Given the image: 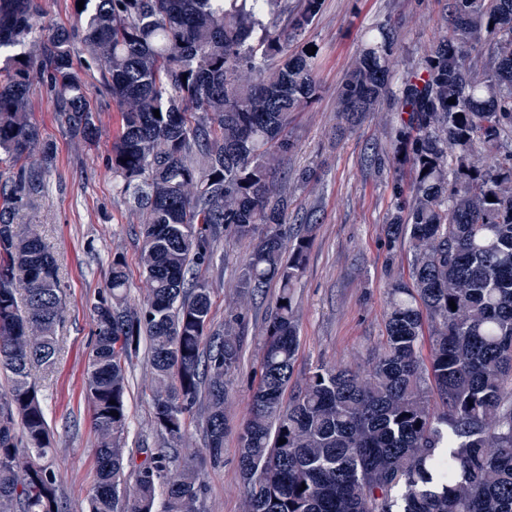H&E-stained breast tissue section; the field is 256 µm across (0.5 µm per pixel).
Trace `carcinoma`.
I'll return each mask as SVG.
<instances>
[{
    "label": "carcinoma",
    "mask_w": 512,
    "mask_h": 512,
    "mask_svg": "<svg viewBox=\"0 0 512 512\" xmlns=\"http://www.w3.org/2000/svg\"><path fill=\"white\" fill-rule=\"evenodd\" d=\"M320 7L304 0L281 26L288 0H84L76 24L44 36L41 0H0V512L67 509L33 374L57 359L65 292L55 255L19 218L55 159L31 118L33 89L92 145L93 68L121 112L112 187L143 210L147 292L131 299L116 257L91 304L88 512H204L203 468L223 463L226 377L248 325L238 304L214 326L200 274L225 232L248 243L242 295L278 288L238 437L245 512H512V0H449L450 32L395 87L393 28L362 43L337 109L353 123L396 106L395 152L414 181L408 193L395 186L386 241L390 252L408 241L414 260L391 284L386 336L367 365H318L286 400L311 227L288 238L275 173L293 149L282 136L292 113L316 95L317 55L301 37ZM144 340L168 446L133 453L127 369ZM203 399L207 457L185 460L177 445Z\"/></svg>",
    "instance_id": "cac0c4a2"
}]
</instances>
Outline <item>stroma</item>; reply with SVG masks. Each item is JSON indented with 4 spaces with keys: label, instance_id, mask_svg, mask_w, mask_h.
Returning <instances> with one entry per match:
<instances>
[{
    "label": "stroma",
    "instance_id": "35a3bbf8",
    "mask_svg": "<svg viewBox=\"0 0 512 512\" xmlns=\"http://www.w3.org/2000/svg\"><path fill=\"white\" fill-rule=\"evenodd\" d=\"M386 21L397 26L391 69L397 83L418 66L425 46L447 30L446 0H321L305 33L306 41L319 50V89L311 104L292 115L286 135L294 149L284 163L292 201L289 230L297 232L308 217L314 223L306 268L294 288L300 336L293 375L297 381L320 364L364 363L371 358L383 341L390 285L395 278L408 277L413 261L408 248L392 252L386 245L393 180L401 178L407 186L413 182L409 168L392 165L394 112L384 103L352 125L336 112L337 91L352 58L368 32ZM85 89L100 119L101 135L92 146L59 125L43 87L34 88L31 95L33 119L56 150L45 193L29 216L58 258L66 293L59 359L37 377L53 427V467L68 512H85L96 479L92 407L82 392L85 361L94 341L89 305L105 287L116 257L126 263L132 297L141 298L145 287L138 262L143 217L113 190L108 165L121 115L99 71L89 72ZM371 153L376 164L364 165V156ZM308 168L316 170V178L298 180V173ZM245 250V244L223 237L212 265L203 271L212 289L215 320H223L225 307L238 293ZM275 294V288H267L249 305L241 362L228 377L231 410L224 462L205 469V512H242L238 429L260 362L264 318ZM129 372L127 445L133 448L144 441L160 447L153 426L147 349H140Z\"/></svg>",
    "mask_w": 512,
    "mask_h": 512
}]
</instances>
